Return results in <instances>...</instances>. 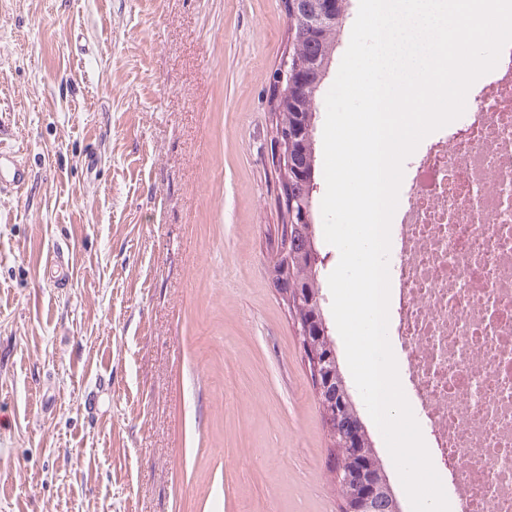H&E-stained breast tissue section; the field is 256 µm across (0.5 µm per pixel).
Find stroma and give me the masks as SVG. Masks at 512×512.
<instances>
[{"mask_svg": "<svg viewBox=\"0 0 512 512\" xmlns=\"http://www.w3.org/2000/svg\"><path fill=\"white\" fill-rule=\"evenodd\" d=\"M281 0H0V512H341L270 275ZM65 246L69 284L39 263ZM31 173L23 158L0 144V195L16 194L28 187Z\"/></svg>", "mask_w": 512, "mask_h": 512, "instance_id": "1", "label": "stroma"}]
</instances>
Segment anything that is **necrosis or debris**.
<instances>
[{
    "mask_svg": "<svg viewBox=\"0 0 512 512\" xmlns=\"http://www.w3.org/2000/svg\"><path fill=\"white\" fill-rule=\"evenodd\" d=\"M465 115L407 166L388 334L460 512H512V45Z\"/></svg>",
    "mask_w": 512,
    "mask_h": 512,
    "instance_id": "4bbe7bcc",
    "label": "necrosis or debris"
}]
</instances>
